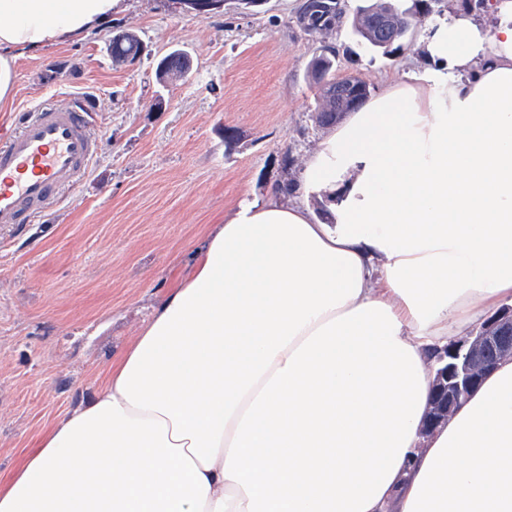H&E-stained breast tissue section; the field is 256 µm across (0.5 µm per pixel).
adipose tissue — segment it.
I'll return each mask as SVG.
<instances>
[{
    "instance_id": "1",
    "label": "adipose tissue",
    "mask_w": 512,
    "mask_h": 512,
    "mask_svg": "<svg viewBox=\"0 0 512 512\" xmlns=\"http://www.w3.org/2000/svg\"><path fill=\"white\" fill-rule=\"evenodd\" d=\"M120 6L0 0V111L19 57ZM422 45L215 226L0 512H512V357L423 430L434 350L512 305V0H450Z\"/></svg>"
}]
</instances>
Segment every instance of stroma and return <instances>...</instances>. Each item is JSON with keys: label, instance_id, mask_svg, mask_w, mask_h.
<instances>
[{"label": "stroma", "instance_id": "obj_1", "mask_svg": "<svg viewBox=\"0 0 512 512\" xmlns=\"http://www.w3.org/2000/svg\"><path fill=\"white\" fill-rule=\"evenodd\" d=\"M301 2L251 11L227 0L197 17L178 0H123L100 32L17 60L13 109L0 123L41 101L88 96L101 151L37 223L0 229L1 479L93 396L103 370L189 272L210 224L304 168L325 133L310 60L332 45L337 77L376 90L421 55L416 37L392 56L367 50L347 25L326 38L307 34L296 24ZM119 26L145 44L140 60L112 62L106 41ZM176 49L194 66L166 86L154 61Z\"/></svg>", "mask_w": 512, "mask_h": 512}]
</instances>
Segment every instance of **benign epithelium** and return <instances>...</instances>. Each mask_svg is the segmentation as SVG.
<instances>
[{
    "mask_svg": "<svg viewBox=\"0 0 512 512\" xmlns=\"http://www.w3.org/2000/svg\"><path fill=\"white\" fill-rule=\"evenodd\" d=\"M227 0H178L186 11L204 17L224 7ZM505 356H512V308H504L487 319L483 331L474 332L436 356L442 364L433 382L432 399L424 432L448 421V414L461 395L472 390Z\"/></svg>",
    "mask_w": 512,
    "mask_h": 512,
    "instance_id": "benign-epithelium-1",
    "label": "benign epithelium"
}]
</instances>
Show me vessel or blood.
Returning a JSON list of instances; mask_svg holds the SVG:
<instances>
[{"mask_svg": "<svg viewBox=\"0 0 512 512\" xmlns=\"http://www.w3.org/2000/svg\"><path fill=\"white\" fill-rule=\"evenodd\" d=\"M93 110L81 97L47 101L0 129V227L33 223L85 177L100 143Z\"/></svg>", "mask_w": 512, "mask_h": 512, "instance_id": "1", "label": "vessel or blood"}]
</instances>
